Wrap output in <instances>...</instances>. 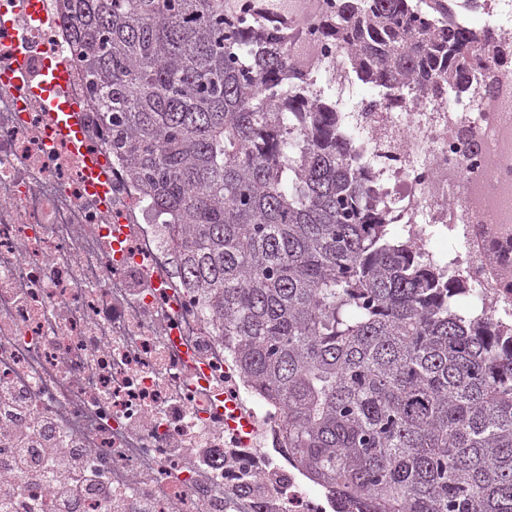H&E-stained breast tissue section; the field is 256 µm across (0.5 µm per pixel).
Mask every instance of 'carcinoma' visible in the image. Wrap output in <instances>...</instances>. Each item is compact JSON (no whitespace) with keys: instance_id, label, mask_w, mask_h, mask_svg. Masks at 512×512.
<instances>
[{"instance_id":"carcinoma-1","label":"carcinoma","mask_w":512,"mask_h":512,"mask_svg":"<svg viewBox=\"0 0 512 512\" xmlns=\"http://www.w3.org/2000/svg\"><path fill=\"white\" fill-rule=\"evenodd\" d=\"M228 0H63L110 147L282 444L359 512H512V325L460 312L386 222L336 105ZM319 33L399 102L496 91L512 40L448 0H338Z\"/></svg>"}]
</instances>
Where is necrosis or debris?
<instances>
[{
    "instance_id": "1",
    "label": "necrosis or debris",
    "mask_w": 512,
    "mask_h": 512,
    "mask_svg": "<svg viewBox=\"0 0 512 512\" xmlns=\"http://www.w3.org/2000/svg\"><path fill=\"white\" fill-rule=\"evenodd\" d=\"M0 0V74L24 56L22 86L0 91V496L17 512H351L289 458L282 415L248 384L219 321L179 275L165 228L145 217L126 165L109 147L60 0ZM276 23L293 63L353 99L346 52L317 32L336 0H228ZM512 37V0H452ZM63 64L82 138L57 137L51 106L26 95ZM491 98L469 94L387 104L383 92L345 113L365 174L390 223L425 261L467 281L490 314L512 303V69ZM106 178L98 192L86 168ZM452 237L463 251L431 248ZM22 472L6 469L20 448ZM54 464L52 482L36 472Z\"/></svg>"
}]
</instances>
